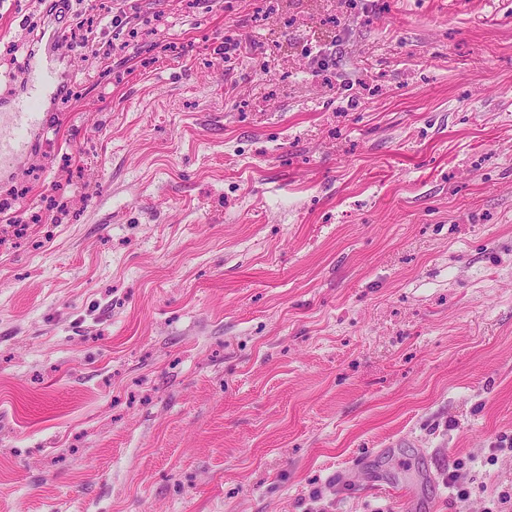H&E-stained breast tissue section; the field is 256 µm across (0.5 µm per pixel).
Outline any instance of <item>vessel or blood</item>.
Here are the masks:
<instances>
[{
    "instance_id": "1",
    "label": "vessel or blood",
    "mask_w": 512,
    "mask_h": 512,
    "mask_svg": "<svg viewBox=\"0 0 512 512\" xmlns=\"http://www.w3.org/2000/svg\"><path fill=\"white\" fill-rule=\"evenodd\" d=\"M61 88L62 75L54 54L30 55L21 90L0 101L1 176L32 154L47 125L43 107L58 96Z\"/></svg>"
}]
</instances>
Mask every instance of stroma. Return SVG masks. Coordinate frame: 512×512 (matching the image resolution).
<instances>
[{
  "instance_id": "stroma-1",
  "label": "stroma",
  "mask_w": 512,
  "mask_h": 512,
  "mask_svg": "<svg viewBox=\"0 0 512 512\" xmlns=\"http://www.w3.org/2000/svg\"><path fill=\"white\" fill-rule=\"evenodd\" d=\"M357 3L0 0V512H512V0ZM55 56L50 52L30 55L21 90L0 102L1 177L32 154L37 138L46 128L47 114L42 108L62 88Z\"/></svg>"
}]
</instances>
